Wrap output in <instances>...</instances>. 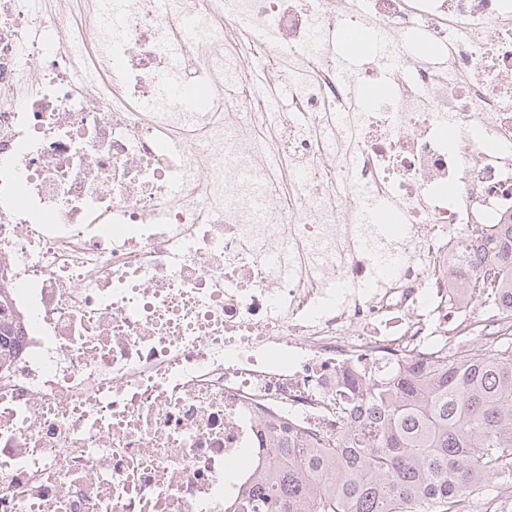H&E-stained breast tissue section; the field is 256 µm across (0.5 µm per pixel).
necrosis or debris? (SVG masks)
Listing matches in <instances>:
<instances>
[{"instance_id": "4bbe7bcc", "label": "necrosis or debris", "mask_w": 512, "mask_h": 512, "mask_svg": "<svg viewBox=\"0 0 512 512\" xmlns=\"http://www.w3.org/2000/svg\"><path fill=\"white\" fill-rule=\"evenodd\" d=\"M78 2L0 0V512H224L265 424L323 441L355 384L475 345L456 251L512 223V0ZM341 21L390 68L341 77ZM366 213L370 224H378L393 233L404 231V224L400 220L395 204L384 195L369 199L366 203ZM8 291L0 289V368L10 365L18 340L23 333L20 317L15 313Z\"/></svg>"}]
</instances>
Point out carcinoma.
I'll return each instance as SVG.
<instances>
[{
	"label": "carcinoma",
	"instance_id": "carcinoma-1",
	"mask_svg": "<svg viewBox=\"0 0 512 512\" xmlns=\"http://www.w3.org/2000/svg\"><path fill=\"white\" fill-rule=\"evenodd\" d=\"M460 287L489 290L512 319V223L470 237ZM23 325L0 289V368ZM355 411L325 444L266 430L269 459L233 512H473L475 496L512 477V325L467 353L412 364L383 383L361 382Z\"/></svg>",
	"mask_w": 512,
	"mask_h": 512
}]
</instances>
